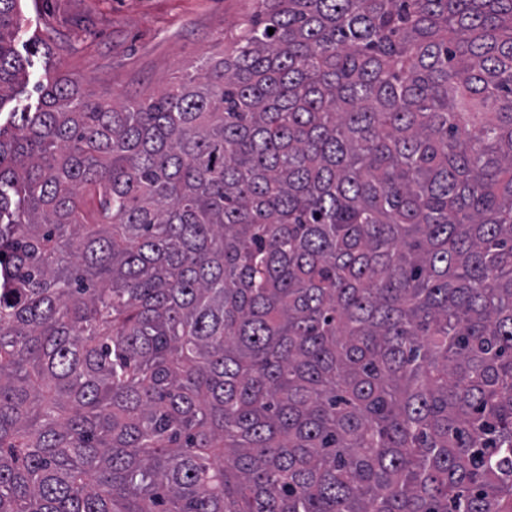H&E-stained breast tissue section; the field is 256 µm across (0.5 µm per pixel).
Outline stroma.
Wrapping results in <instances>:
<instances>
[{
	"instance_id": "obj_1",
	"label": "stroma",
	"mask_w": 512,
	"mask_h": 512,
	"mask_svg": "<svg viewBox=\"0 0 512 512\" xmlns=\"http://www.w3.org/2000/svg\"><path fill=\"white\" fill-rule=\"evenodd\" d=\"M256 0H21L15 47L28 61L0 118L35 107L36 88L68 76L85 98L144 100L223 57Z\"/></svg>"
}]
</instances>
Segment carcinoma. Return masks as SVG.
I'll return each mask as SVG.
<instances>
[{
  "label": "carcinoma",
  "instance_id": "carcinoma-1",
  "mask_svg": "<svg viewBox=\"0 0 512 512\" xmlns=\"http://www.w3.org/2000/svg\"><path fill=\"white\" fill-rule=\"evenodd\" d=\"M258 5L0 125V512H512V0Z\"/></svg>",
  "mask_w": 512,
  "mask_h": 512
}]
</instances>
